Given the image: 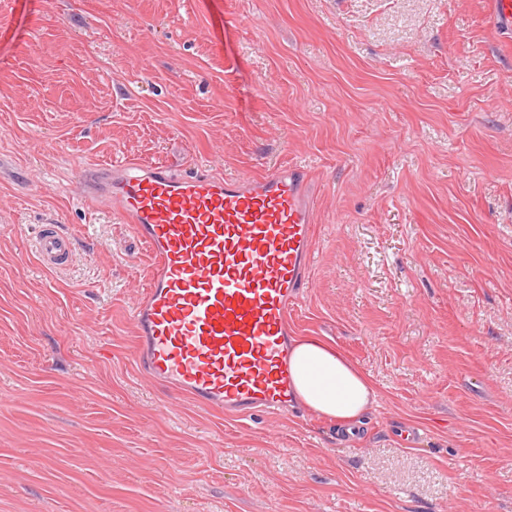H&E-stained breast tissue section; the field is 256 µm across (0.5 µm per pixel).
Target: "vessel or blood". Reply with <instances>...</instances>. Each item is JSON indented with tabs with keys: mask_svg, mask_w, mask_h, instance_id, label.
Here are the masks:
<instances>
[{
	"mask_svg": "<svg viewBox=\"0 0 512 512\" xmlns=\"http://www.w3.org/2000/svg\"><path fill=\"white\" fill-rule=\"evenodd\" d=\"M307 183L297 165L255 178L149 164L102 167L82 183V197L130 224L151 253L133 315L154 380L236 417L287 410L289 319L313 252ZM35 252L57 269L72 245L43 228Z\"/></svg>",
	"mask_w": 512,
	"mask_h": 512,
	"instance_id": "b4317fda",
	"label": "vessel or blood"
}]
</instances>
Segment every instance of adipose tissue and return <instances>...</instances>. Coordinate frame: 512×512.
Masks as SVG:
<instances>
[{"mask_svg":"<svg viewBox=\"0 0 512 512\" xmlns=\"http://www.w3.org/2000/svg\"><path fill=\"white\" fill-rule=\"evenodd\" d=\"M289 362L299 404L319 417L352 425L376 399L369 377L321 337H296Z\"/></svg>","mask_w":512,"mask_h":512,"instance_id":"ef3b65f1","label":"adipose tissue"}]
</instances>
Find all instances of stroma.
I'll return each mask as SVG.
<instances>
[{
    "label": "stroma",
    "mask_w": 512,
    "mask_h": 512,
    "mask_svg": "<svg viewBox=\"0 0 512 512\" xmlns=\"http://www.w3.org/2000/svg\"><path fill=\"white\" fill-rule=\"evenodd\" d=\"M490 9L0 0V512H512V33ZM122 162L305 168L291 325L374 383L355 435L139 371L148 252L77 193ZM45 224L66 269L31 250ZM37 260L46 269H59L72 253L70 239L55 227L42 228L36 233Z\"/></svg>",
    "instance_id": "1"
}]
</instances>
